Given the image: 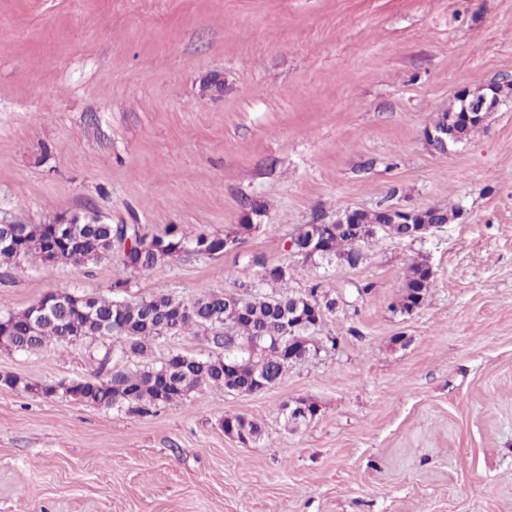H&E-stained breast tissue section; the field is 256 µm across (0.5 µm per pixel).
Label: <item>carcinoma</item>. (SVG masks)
<instances>
[{"mask_svg":"<svg viewBox=\"0 0 512 512\" xmlns=\"http://www.w3.org/2000/svg\"><path fill=\"white\" fill-rule=\"evenodd\" d=\"M459 208L429 207L423 215L430 224H446L457 216ZM25 231V246L21 251L0 249V265H12L23 259L47 261L44 243L48 238L50 225L24 224L14 222ZM90 238L86 248L64 251L57 262L79 269L90 262L112 258L113 249L122 253V263L136 270H146L158 263L180 256V252L171 249L158 250L154 241L176 236L184 243L201 244L210 236L199 233L187 235L165 231L164 235L146 237L140 233L137 224H91L88 227ZM398 238L402 229L399 224L371 232L363 238H356L346 230L330 234L327 254L323 258L336 260L350 266H356L366 257L365 248L376 239L377 234ZM428 272L427 264L416 262L411 265L400 287L396 308L411 311L423 302L417 295L419 280ZM293 274L280 275L277 267L265 269L262 278L236 295L232 300L233 308L224 310L225 295L204 293L193 301L187 302L163 289L148 296L134 300L88 297L87 305L61 304L44 316L37 324L35 333L27 334V322L31 308L0 316L10 326H0V348L8 352H34L44 345L55 342L65 343L63 330L76 334V339L104 342V350L96 358L97 370L91 384L82 383L68 389L81 403L94 404L106 408L127 407L140 413H149L152 409L178 401H184L189 394L204 387H215L239 393L253 394L252 382L263 378L269 385H275L286 372L295 365L288 360V350L299 347L301 361L315 358L319 354L317 333L328 317L336 313V298L322 289L321 283L311 285L320 290L318 296L311 299L317 309H323L320 321L307 319L296 329L293 335L287 334L286 327L291 323L295 300L302 293L289 287ZM122 317V333L115 340L122 344L118 352L105 343L103 328L112 324L116 317ZM223 318L222 334L213 337V345L220 352L198 355L188 354L179 349L168 351L160 363H147L135 370L127 369L118 360L133 357L141 360L149 358L154 343L167 336H180L188 330L207 331L211 320ZM262 338L261 346L254 352L245 354L246 367L239 371L229 366L233 354L225 345L250 342L254 337ZM5 384L20 388L25 392L35 387L50 394L63 382L31 383L17 377H6ZM224 433L244 431L255 441L261 436L259 425L243 416L226 417L222 421Z\"/></svg>","mask_w":512,"mask_h":512,"instance_id":"cac0c4a2","label":"carcinoma"}]
</instances>
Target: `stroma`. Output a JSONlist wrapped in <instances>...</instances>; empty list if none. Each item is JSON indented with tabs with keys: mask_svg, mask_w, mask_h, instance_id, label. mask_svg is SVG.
Masks as SVG:
<instances>
[{
	"mask_svg": "<svg viewBox=\"0 0 512 512\" xmlns=\"http://www.w3.org/2000/svg\"><path fill=\"white\" fill-rule=\"evenodd\" d=\"M507 80L512 0H0V221L239 232L142 271L0 267V314L118 282L188 301L273 265L343 300L335 347L254 394L145 415L0 382V512H512V95L447 151L425 137ZM435 205L460 212L354 268L286 248L347 209ZM416 261L428 297L394 311ZM93 347L0 350V379L91 377ZM300 399L319 411L293 427ZM235 415L261 439L225 435ZM222 425L226 435H230L232 431L236 433L244 431L250 435V441H256L261 436L259 425L243 415L224 418Z\"/></svg>",
	"mask_w": 512,
	"mask_h": 512,
	"instance_id": "obj_1",
	"label": "stroma"
}]
</instances>
